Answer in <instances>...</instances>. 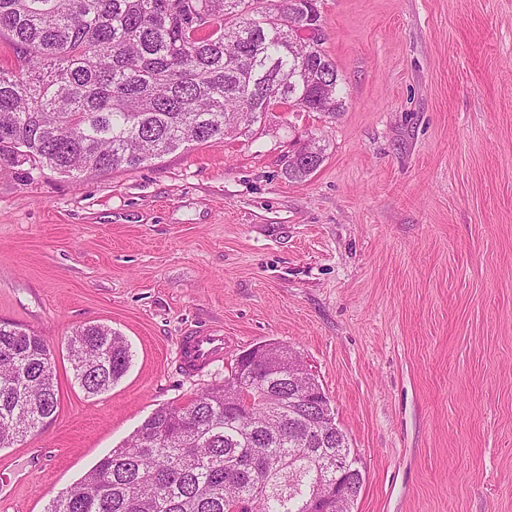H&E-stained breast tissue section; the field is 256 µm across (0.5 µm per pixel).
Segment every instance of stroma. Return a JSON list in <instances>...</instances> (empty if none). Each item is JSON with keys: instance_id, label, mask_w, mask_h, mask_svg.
<instances>
[{"instance_id": "1", "label": "stroma", "mask_w": 512, "mask_h": 512, "mask_svg": "<svg viewBox=\"0 0 512 512\" xmlns=\"http://www.w3.org/2000/svg\"><path fill=\"white\" fill-rule=\"evenodd\" d=\"M318 9L338 116L275 112L81 179L0 167V320L51 345L59 389L54 418L0 448L9 512H44L264 343L326 392L364 475L354 512H512V0ZM311 140L321 166L290 179ZM85 323L132 351L95 396L66 345ZM202 326L224 359L188 378L177 339Z\"/></svg>"}]
</instances>
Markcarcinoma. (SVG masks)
Here are the masks:
<instances>
[{
    "mask_svg": "<svg viewBox=\"0 0 512 512\" xmlns=\"http://www.w3.org/2000/svg\"><path fill=\"white\" fill-rule=\"evenodd\" d=\"M320 18L317 0H0V164L25 160L65 176L139 168L186 144L224 138L277 106L344 109L342 75L316 40L299 49L288 26ZM301 147L289 176L320 165ZM75 380L89 395L128 371L125 340L100 324L68 337ZM0 447L58 409L47 341L0 322ZM283 398L235 415L224 400L264 389ZM258 365L161 407L45 512H322L315 488L352 459L346 434L320 446L315 421Z\"/></svg>",
    "mask_w": 512,
    "mask_h": 512,
    "instance_id": "obj_1",
    "label": "carcinoma"
}]
</instances>
